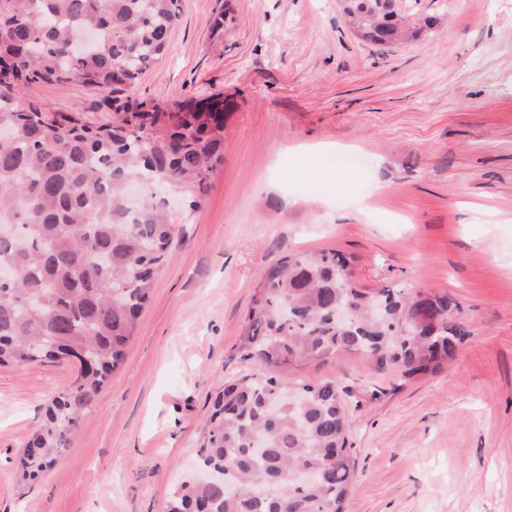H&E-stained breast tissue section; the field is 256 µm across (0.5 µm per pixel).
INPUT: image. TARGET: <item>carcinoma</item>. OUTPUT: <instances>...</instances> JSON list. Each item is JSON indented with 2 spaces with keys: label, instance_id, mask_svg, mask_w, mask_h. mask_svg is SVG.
<instances>
[{
  "label": "carcinoma",
  "instance_id": "cac0c4a2",
  "mask_svg": "<svg viewBox=\"0 0 512 512\" xmlns=\"http://www.w3.org/2000/svg\"><path fill=\"white\" fill-rule=\"evenodd\" d=\"M181 0H0V366L87 357L47 408L27 446L35 480L68 444L122 363L176 232L168 198L198 207L224 156V96L160 110L135 93L167 48ZM361 38L398 40L412 16L406 0H340ZM77 80L104 93L110 125L18 102L38 81ZM146 194L136 212L127 188ZM335 251L288 254L269 267L245 317L248 357L296 371L359 352L406 378L434 373L470 334L448 316V295L399 286L362 287ZM288 400L276 376L224 386L194 468L224 470V484L189 473L166 512H344L356 479L348 419L336 383H295ZM262 451L252 448L255 438ZM314 478L293 482L295 471Z\"/></svg>",
  "mask_w": 512,
  "mask_h": 512
}]
</instances>
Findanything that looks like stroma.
Masks as SVG:
<instances>
[{
  "label": "stroma",
  "instance_id": "35a3bbf8",
  "mask_svg": "<svg viewBox=\"0 0 512 512\" xmlns=\"http://www.w3.org/2000/svg\"><path fill=\"white\" fill-rule=\"evenodd\" d=\"M409 8L437 25L378 46L337 0H181L136 91L165 110L223 93L224 162L199 209L175 206L122 367L34 482L25 446L78 366L0 367V512H166L225 383L268 372L242 348L262 273L321 250L351 257L364 287L455 298L470 331L434 374L358 353L279 374L339 388L357 470L345 512H512V0ZM19 98L112 119L77 81Z\"/></svg>",
  "mask_w": 512,
  "mask_h": 512
}]
</instances>
